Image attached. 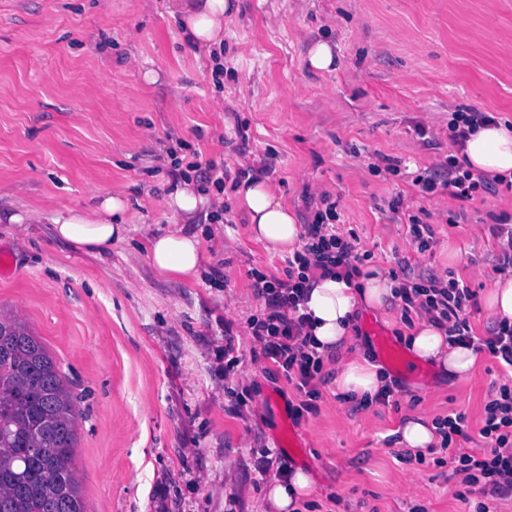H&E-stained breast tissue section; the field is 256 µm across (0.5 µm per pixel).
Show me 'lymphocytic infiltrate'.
Masks as SVG:
<instances>
[{"label": "lymphocytic infiltrate", "mask_w": 512, "mask_h": 512, "mask_svg": "<svg viewBox=\"0 0 512 512\" xmlns=\"http://www.w3.org/2000/svg\"><path fill=\"white\" fill-rule=\"evenodd\" d=\"M488 183L486 176L470 171L452 157L446 180L439 183L424 179L420 185L426 192L440 187L450 189L456 197L469 200ZM335 218V204L315 211L305 227L303 250L288 261L286 278L271 277L257 269L251 273L265 308L262 315L250 320V334L263 358L281 368L297 390L300 400L293 407V415L298 419L316 411L320 392L314 382L323 369L322 354L312 348L305 334L307 316L301 313L300 306L316 273L348 278L361 273L357 239L340 233ZM396 296L403 316L428 315L432 321L447 326L449 344L488 352L512 367V323L499 322L496 332L486 339L472 336L468 316L477 307V294L465 283L435 275L423 284L405 279L397 287ZM465 423L462 413L439 422L443 455L436 464L448 467L471 493L484 497L480 512H496L495 500L512 498V388L500 386L485 406L480 435L488 440L489 452L478 455L461 446V439L467 436Z\"/></svg>", "instance_id": "1"}]
</instances>
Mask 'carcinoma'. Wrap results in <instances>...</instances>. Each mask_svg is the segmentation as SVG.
I'll return each mask as SVG.
<instances>
[{
	"mask_svg": "<svg viewBox=\"0 0 512 512\" xmlns=\"http://www.w3.org/2000/svg\"><path fill=\"white\" fill-rule=\"evenodd\" d=\"M79 417L46 346L0 313V512H88L73 467Z\"/></svg>",
	"mask_w": 512,
	"mask_h": 512,
	"instance_id": "cac0c4a2",
	"label": "carcinoma"
}]
</instances>
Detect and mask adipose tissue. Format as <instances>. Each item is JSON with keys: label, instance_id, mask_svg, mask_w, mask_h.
Instances as JSON below:
<instances>
[{"label": "adipose tissue", "instance_id": "1", "mask_svg": "<svg viewBox=\"0 0 512 512\" xmlns=\"http://www.w3.org/2000/svg\"><path fill=\"white\" fill-rule=\"evenodd\" d=\"M236 9L235 0H179L173 16L193 42L207 47L222 45L224 20ZM457 157L464 166L489 176L512 181V126L497 121L470 134ZM238 207L249 222L252 238L267 250L293 252L300 241L294 210L282 200L267 180H245L235 190ZM205 199L193 182L185 181L172 191L166 204L179 215L183 230L148 237L145 251L154 268L168 279L189 282L199 278L204 243L199 234L187 231ZM130 206L119 195H109L86 209H68L55 220V238L75 249L97 256L111 251L113 242L123 240L130 219ZM395 282L387 270L369 267L353 280L337 275L318 278L301 306L309 314L306 333L318 352L340 350L353 332L359 309L384 307L394 296ZM412 358L437 365L457 379L470 377L478 355L464 346H450L443 327L419 316L408 339ZM385 381L377 365L362 357L350 358L336 369V388L359 396L375 395ZM313 491L310 476L296 470L288 480L273 479L260 512H297Z\"/></svg>", "mask_w": 512, "mask_h": 512}]
</instances>
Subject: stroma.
I'll return each instance as SVG.
<instances>
[{
    "mask_svg": "<svg viewBox=\"0 0 512 512\" xmlns=\"http://www.w3.org/2000/svg\"><path fill=\"white\" fill-rule=\"evenodd\" d=\"M169 5L0 0V312L78 384L73 465L89 512H258L266 451L273 472L310 473L301 512H475L478 496L460 501L459 479L433 457L406 459L393 432L414 415L462 412L469 448L482 451L484 406L492 388L512 387V371L485 351L466 381L422 363L389 372L391 403L360 405L338 399L330 353L316 413L293 421L299 396L254 358L248 330L264 309L250 270L284 278L287 257L250 238L233 181L221 220L197 218L196 281L158 275L145 242L176 227L169 152L184 141L231 171L270 166L299 224L329 196L367 264L395 279L452 276L484 295L512 276L493 232L496 218L512 224V189L462 201L415 180L447 178L454 111L512 122V0H240L218 58ZM319 40L336 52L333 71L309 64ZM118 191L133 219L107 256L53 237L68 209ZM15 213L23 223H9ZM413 215L433 228L426 247L409 234ZM377 330L404 346L399 300L359 312L344 355L379 362ZM291 423L302 448L280 443Z\"/></svg>",
    "mask_w": 512,
    "mask_h": 512,
    "instance_id": "1",
    "label": "stroma"
}]
</instances>
